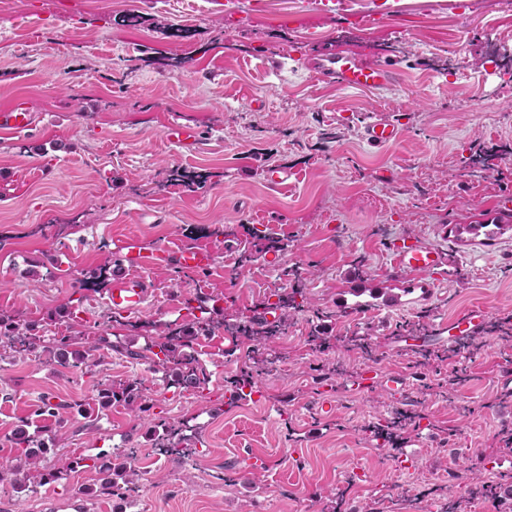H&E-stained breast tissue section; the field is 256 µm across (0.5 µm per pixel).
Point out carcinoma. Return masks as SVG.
<instances>
[{"label":"carcinoma","mask_w":512,"mask_h":512,"mask_svg":"<svg viewBox=\"0 0 512 512\" xmlns=\"http://www.w3.org/2000/svg\"><path fill=\"white\" fill-rule=\"evenodd\" d=\"M275 296L278 297V303L274 307L280 311L276 322H263L252 315L245 324L237 326L243 338L254 343L251 360L254 368L260 372L268 370L278 360L272 345L278 333L288 326L292 312L301 307L296 297L303 296V289L293 288L289 293L277 292ZM185 309L188 311V319L181 324L168 325L162 336L149 338L145 351L149 353L147 359L154 370L163 372L170 385L199 389L209 382L210 372L192 351L200 341L215 334L220 317L224 315V308L220 306L218 298L200 293L185 302ZM0 349L16 356L43 357L51 364L86 372L98 366L104 350L122 352L130 358L140 356V352L122 343H114L108 336L89 335L87 331L79 329L77 323L68 326L67 333L47 341L37 335L35 323L6 311L0 312ZM96 401L101 409L118 403L148 417L153 407L143 388L134 383L103 385L98 390ZM64 408L89 415L94 412L93 408L86 407L83 402L75 401L65 405L48 402L44 404L40 415L49 422V426L60 427L63 419L59 417V410ZM14 440L18 452L14 462H0L1 484L7 482L22 490L30 481L45 484L61 478L67 472L89 465L99 474L96 489L98 495L110 499H127L137 489L140 474L131 467L127 455L88 459L62 454L57 459L56 467L44 471L37 467L41 458L50 451L44 440L29 434L22 425L15 430Z\"/></svg>","instance_id":"carcinoma-1"}]
</instances>
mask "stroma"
Here are the masks:
<instances>
[{
  "instance_id": "1",
  "label": "stroma",
  "mask_w": 512,
  "mask_h": 512,
  "mask_svg": "<svg viewBox=\"0 0 512 512\" xmlns=\"http://www.w3.org/2000/svg\"><path fill=\"white\" fill-rule=\"evenodd\" d=\"M366 9L368 21L317 0H0V108L20 98L37 119L30 133L0 135V310L48 338L65 332L71 311L141 347L182 322L197 292L225 307L223 355L205 341L196 348L211 373L200 389L172 387L149 360L118 353L91 374L0 358V457L12 455L8 437L24 420L58 453L136 449L141 473L120 505L76 496L98 479L81 469L33 491L0 486V512H382L393 499L402 512H446L452 495L467 512H496L481 489L492 475L512 495L503 441L512 397L497 383L512 367V228L460 230L502 214L512 195V10L495 0H368ZM329 49L397 62L400 80L383 91L320 81L310 63ZM380 114L401 135L373 149L361 130ZM172 123L208 148L169 142ZM478 152L496 155L479 177L465 164ZM272 167L288 170L284 191L269 187ZM175 169L198 183L171 182ZM264 227L272 241L254 246L252 229ZM132 238L150 250L188 242L214 264L179 280L169 267L149 271L155 295L112 326L109 281L74 283L112 270ZM410 239L448 255L431 292L345 310L351 289L408 282L389 251ZM245 250L254 258L244 264ZM270 254L278 268L265 265ZM296 285L307 303L275 343L281 361L254 375L250 400L228 407L231 381L251 367L235 323ZM474 305L488 313L481 347L400 345ZM316 327L330 344L311 342ZM372 367L404 375L405 393L354 388ZM111 382L146 389L181 454L156 447L120 405L94 419L69 409L64 429H46L44 400H89ZM327 399L335 410L324 415ZM390 421L397 441H379Z\"/></svg>"
}]
</instances>
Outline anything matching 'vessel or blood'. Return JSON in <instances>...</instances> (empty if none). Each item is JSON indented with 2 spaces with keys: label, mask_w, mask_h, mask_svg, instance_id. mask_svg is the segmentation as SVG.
Masks as SVG:
<instances>
[{
  "label": "vessel or blood",
  "mask_w": 512,
  "mask_h": 512,
  "mask_svg": "<svg viewBox=\"0 0 512 512\" xmlns=\"http://www.w3.org/2000/svg\"><path fill=\"white\" fill-rule=\"evenodd\" d=\"M314 75L324 81L336 83L344 88L381 90L392 86L397 80V68L386 61L365 62L339 52H332L314 60L310 65ZM34 115L24 101L18 100L0 110V132L20 134L30 130ZM399 126L390 118L379 116L362 128L364 142L373 148L386 146L398 139ZM166 136L169 141L187 150H196L200 137L194 130L179 125H170ZM174 264L188 271L205 270L212 266L210 252L188 243H177L153 251L145 250L138 242L125 241L112 270V284L107 292L106 303L112 311L136 314L143 310L149 283L145 269ZM392 265L395 271L425 276L444 275L448 256L440 249L414 240L392 248ZM484 307L474 306L457 317L439 323L428 341L441 346L445 342L460 343L482 335L487 323Z\"/></svg>",
  "instance_id": "obj_1"
}]
</instances>
